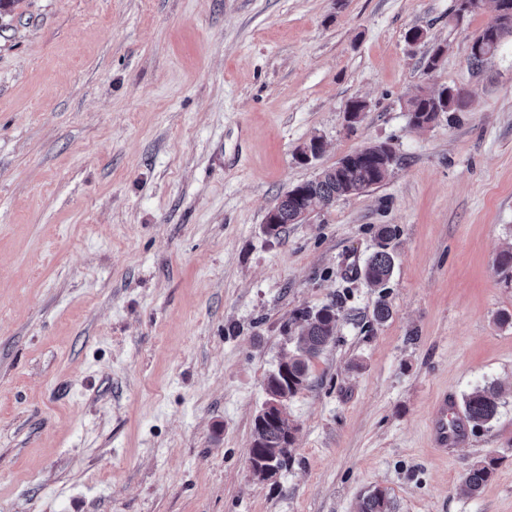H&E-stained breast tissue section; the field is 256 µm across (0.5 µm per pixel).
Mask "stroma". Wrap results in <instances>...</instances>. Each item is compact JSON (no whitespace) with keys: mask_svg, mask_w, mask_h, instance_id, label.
<instances>
[{"mask_svg":"<svg viewBox=\"0 0 512 512\" xmlns=\"http://www.w3.org/2000/svg\"><path fill=\"white\" fill-rule=\"evenodd\" d=\"M454 4L0 8V512H356L376 488L395 512H512V280L495 267L512 34L471 68L494 4L460 21ZM446 86L464 110L413 127L407 101ZM353 99L368 110L350 132ZM379 143L396 156L381 184L265 234L280 195ZM385 225L395 268L373 288ZM330 303L336 338L287 406L292 459L256 479L266 380L301 312ZM487 383L498 419L434 447L439 397ZM480 461L494 474L473 496ZM492 462H480L472 465L466 477V487L468 491L476 495L489 482L493 475Z\"/></svg>","mask_w":512,"mask_h":512,"instance_id":"obj_1","label":"stroma"}]
</instances>
